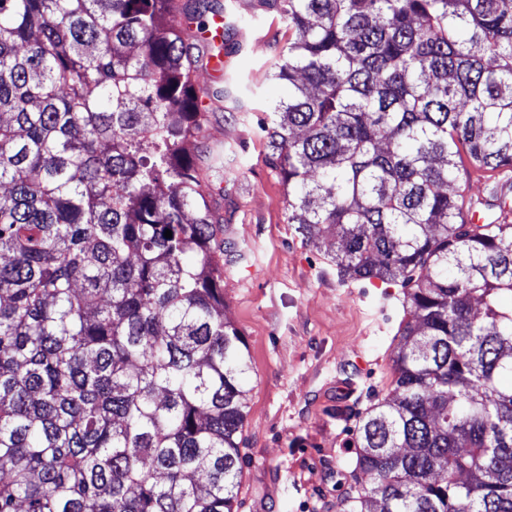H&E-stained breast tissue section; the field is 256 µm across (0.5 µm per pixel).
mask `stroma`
I'll use <instances>...</instances> for the list:
<instances>
[{"instance_id": "35a3bbf8", "label": "stroma", "mask_w": 512, "mask_h": 512, "mask_svg": "<svg viewBox=\"0 0 512 512\" xmlns=\"http://www.w3.org/2000/svg\"><path fill=\"white\" fill-rule=\"evenodd\" d=\"M244 14L224 67L248 88L247 109L214 112L207 131L226 152L224 180L212 185L229 217L223 238L244 255L224 266V312L249 366L235 512H349L371 485L354 468L353 441L365 410L393 392L404 290L343 279L287 222L258 121L276 98L288 26L257 2Z\"/></svg>"}]
</instances>
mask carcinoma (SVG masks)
I'll use <instances>...</instances> for the list:
<instances>
[{"label":"carcinoma","mask_w":512,"mask_h":512,"mask_svg":"<svg viewBox=\"0 0 512 512\" xmlns=\"http://www.w3.org/2000/svg\"><path fill=\"white\" fill-rule=\"evenodd\" d=\"M206 11L233 34L218 2L0 0V512H234L249 366L219 257L244 255L207 201ZM280 11L288 223L409 305L352 508L512 512V224L500 181L462 194L467 161L512 170V0Z\"/></svg>","instance_id":"cac0c4a2"}]
</instances>
